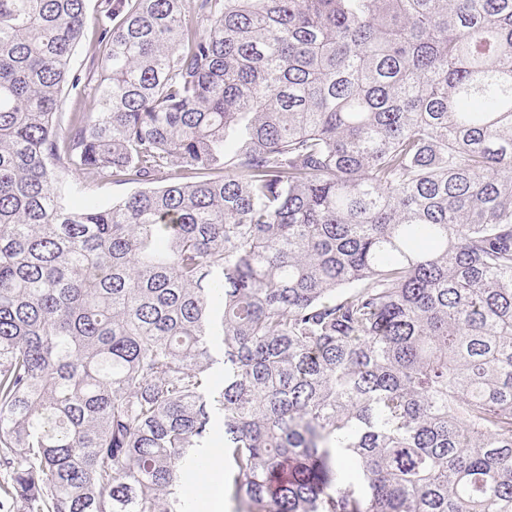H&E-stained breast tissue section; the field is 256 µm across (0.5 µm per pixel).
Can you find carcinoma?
Returning a JSON list of instances; mask_svg holds the SVG:
<instances>
[{"label":"carcinoma","mask_w":512,"mask_h":512,"mask_svg":"<svg viewBox=\"0 0 512 512\" xmlns=\"http://www.w3.org/2000/svg\"><path fill=\"white\" fill-rule=\"evenodd\" d=\"M86 2L0 0V512L217 430L233 512H512V0Z\"/></svg>","instance_id":"1"}]
</instances>
